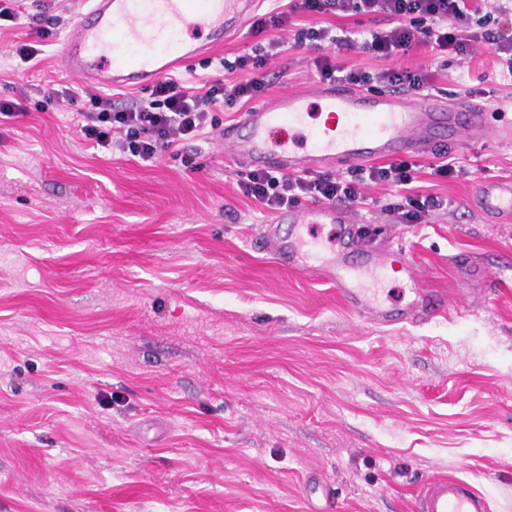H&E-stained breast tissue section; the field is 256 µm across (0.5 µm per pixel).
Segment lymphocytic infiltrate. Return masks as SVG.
Here are the masks:
<instances>
[{"label":"lymphocytic infiltrate","mask_w":512,"mask_h":512,"mask_svg":"<svg viewBox=\"0 0 512 512\" xmlns=\"http://www.w3.org/2000/svg\"><path fill=\"white\" fill-rule=\"evenodd\" d=\"M353 16L367 17L371 28L359 32L342 26V19ZM252 29L260 40L250 52L202 60L203 68L219 65L223 75L197 87L167 77L156 82L146 98L117 99L52 84L42 94L52 100H80V132L85 139L150 162L161 152L177 154L189 141L219 133L224 107L251 100L276 80L270 67L287 45L314 50L312 65L320 82L371 91L432 90L430 66L403 63L422 49L437 60L451 54L466 59L476 47L487 48L501 77L512 81V0H288L255 20ZM352 52L369 54L383 66L367 70L339 62V55ZM413 168V162L402 159L358 166L342 174L252 170L237 187L261 211L275 213L304 202L362 204L368 188L389 185L402 192L396 208L401 222L424 224L448 202L416 190Z\"/></svg>","instance_id":"1"}]
</instances>
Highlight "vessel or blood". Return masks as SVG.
<instances>
[{"mask_svg": "<svg viewBox=\"0 0 512 512\" xmlns=\"http://www.w3.org/2000/svg\"><path fill=\"white\" fill-rule=\"evenodd\" d=\"M75 30L62 43L58 65L102 88L144 87L209 55L249 22L260 0H80ZM231 153L255 169L293 173L335 171L396 160L463 140L512 144V116L488 121L486 107L407 92L371 94L319 83L276 94L226 128ZM477 204L488 217L512 221V180L480 185ZM259 250L293 273L315 276L367 321L425 324L445 315L447 295L420 288L415 263L401 267L409 292L393 307L367 289L385 280L393 248H370L359 238L352 208L310 203L278 213L259 238ZM416 512H489L470 484L434 479L423 484Z\"/></svg>", "mask_w": 512, "mask_h": 512, "instance_id": "b4317fda", "label": "vessel or blood"}]
</instances>
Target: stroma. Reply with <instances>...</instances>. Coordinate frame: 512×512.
Here are the masks:
<instances>
[{"instance_id": "35a3bbf8", "label": "stroma", "mask_w": 512, "mask_h": 512, "mask_svg": "<svg viewBox=\"0 0 512 512\" xmlns=\"http://www.w3.org/2000/svg\"><path fill=\"white\" fill-rule=\"evenodd\" d=\"M27 25L0 28V512H415L424 481H466L512 512V223L474 204L512 179V146L454 150L466 173L415 185L448 197L398 223L396 188L357 206L375 242L403 247L454 313L372 324L333 288L276 268L252 239L269 220L235 183L220 138L141 163L82 138L76 105L41 101L70 78L53 49L19 69ZM285 48L270 94L314 84ZM437 97L482 85L512 113L493 56L449 57Z\"/></svg>"}]
</instances>
